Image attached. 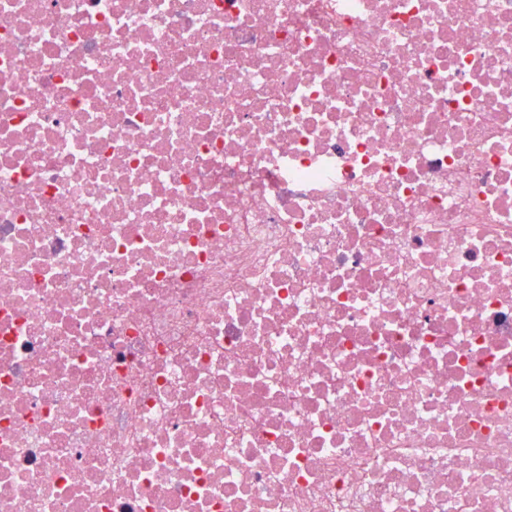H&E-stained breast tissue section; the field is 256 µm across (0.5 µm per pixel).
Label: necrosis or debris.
<instances>
[{"mask_svg":"<svg viewBox=\"0 0 512 512\" xmlns=\"http://www.w3.org/2000/svg\"><path fill=\"white\" fill-rule=\"evenodd\" d=\"M0 512H512V0H0Z\"/></svg>","mask_w":512,"mask_h":512,"instance_id":"1","label":"necrosis or debris"}]
</instances>
